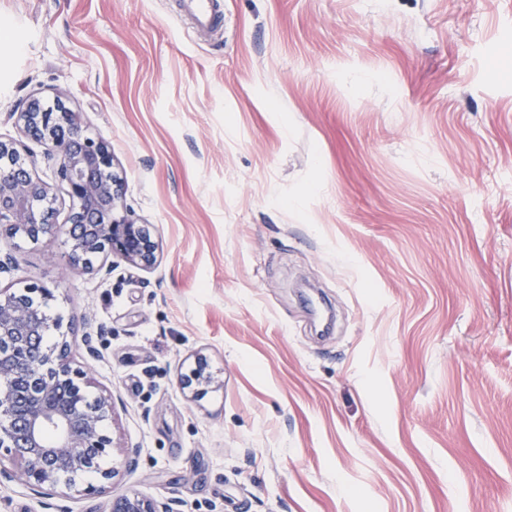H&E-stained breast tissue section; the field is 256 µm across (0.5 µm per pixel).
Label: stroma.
<instances>
[{"label": "stroma", "instance_id": "stroma-1", "mask_svg": "<svg viewBox=\"0 0 512 512\" xmlns=\"http://www.w3.org/2000/svg\"><path fill=\"white\" fill-rule=\"evenodd\" d=\"M223 4L199 35L173 0H0V138L63 101L160 243L108 276L62 235L0 246L123 402L113 494L512 512V0ZM111 496L0 478V512ZM183 389H187L191 393V397L197 398L203 395L214 380L210 373L207 372V362L201 356L195 358V367L191 368L188 373H184L181 377Z\"/></svg>", "mask_w": 512, "mask_h": 512}]
</instances>
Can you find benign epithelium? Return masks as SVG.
I'll return each instance as SVG.
<instances>
[{
  "label": "benign epithelium",
  "instance_id": "1",
  "mask_svg": "<svg viewBox=\"0 0 512 512\" xmlns=\"http://www.w3.org/2000/svg\"><path fill=\"white\" fill-rule=\"evenodd\" d=\"M16 122L26 138L44 147L74 207L67 223H53L49 187L29 170L23 158L27 146L0 139V240L37 244L63 235L74 267L106 276L119 262L151 270L158 239L153 225L141 222L126 205L107 143L84 134L79 113L44 109L36 99L17 113ZM36 294L50 297L52 291L39 283L21 291L0 287V476L18 478L43 497L76 486L78 477L90 471L98 482L86 490L109 493L120 469L133 464L113 460L106 425L115 401L99 394L85 402L83 393L93 381L74 363L67 339L42 343L41 336L61 329L62 322L36 308L31 300ZM181 381L192 397L203 395L214 383L206 359L196 357ZM91 450L111 459V465L91 464ZM111 512L174 510L169 503L126 494L112 498Z\"/></svg>",
  "mask_w": 512,
  "mask_h": 512
}]
</instances>
